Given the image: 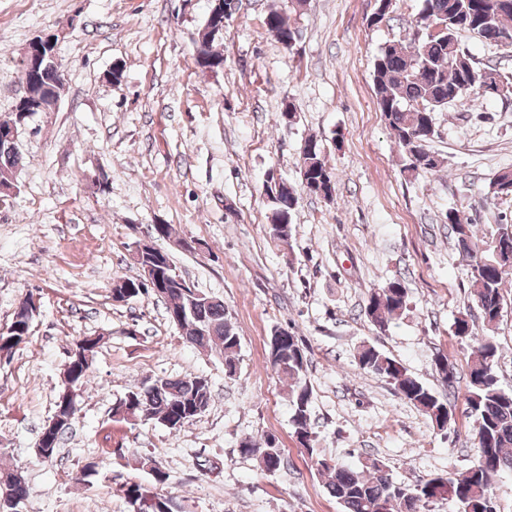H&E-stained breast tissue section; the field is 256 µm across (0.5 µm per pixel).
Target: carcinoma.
Here are the masks:
<instances>
[{
	"mask_svg": "<svg viewBox=\"0 0 512 512\" xmlns=\"http://www.w3.org/2000/svg\"><path fill=\"white\" fill-rule=\"evenodd\" d=\"M237 9V0H211L210 10L199 34L197 65L213 71L224 64L223 54L214 49L215 29ZM266 26L278 42L290 48L300 38V30L279 10L272 9ZM411 38L388 41L373 61L374 93L379 111L401 150L403 171L418 176L439 171L441 162L429 148L427 132L434 125L435 113L463 101H475L480 67L461 43L465 33L496 45L512 35V7L500 0H421V8L411 21ZM33 98L49 92L60 96L63 78L55 63L42 60L25 70ZM21 156L17 144L0 137V186L13 184V174ZM301 187L308 195L333 202V173L325 161L321 145L305 141L301 150ZM496 197H512V169L500 171L491 185ZM268 199V233L277 245L293 235L292 222L299 204L296 187L291 192ZM448 224L459 252L466 258L472 280V296L480 309L482 324L492 328L503 308V284L512 275V239L498 237L499 229L477 237L472 224L458 210L448 209ZM166 309L182 308L180 327L183 339L192 346L218 351L224 356L226 374L236 373L240 336L228 319L224 303L210 294L198 297L171 290L164 298ZM409 305L408 288L394 278L370 292L365 314L383 329L392 316L401 315ZM454 335L476 343L477 362L471 367L464 394L468 412L475 418L473 435L476 462L466 470L436 474L425 481L408 484L394 480L382 463L373 460L361 469L333 462L317 448L318 435L311 424L312 388L307 380V358L300 355L302 344L294 333L277 340L272 370L288 378V399L292 408L291 425L302 448L314 459L318 471L328 476L327 490L345 512H408L407 502L418 503L419 512L448 501L455 512H488L493 506L495 483L505 470H512V392L503 391L494 366L497 346L489 336H480L475 325L463 318L455 320ZM360 369L385 379L395 391L443 431L448 428L454 405L423 383L397 359L371 345L356 353ZM211 392L208 381L200 376L157 378L149 388L128 390L118 402L132 410L133 419L117 417V422L148 421L168 429L181 415L183 424L192 422L208 410ZM259 441H248L240 453L256 460L259 467L273 473L288 464L273 440L266 441L267 452L257 453ZM158 478L148 482L132 479L122 487L133 512H182L173 497L157 492L167 475L155 467ZM20 499L0 504V512H19L30 494L28 484L15 487Z\"/></svg>",
	"mask_w": 512,
	"mask_h": 512,
	"instance_id": "obj_1",
	"label": "carcinoma"
}]
</instances>
